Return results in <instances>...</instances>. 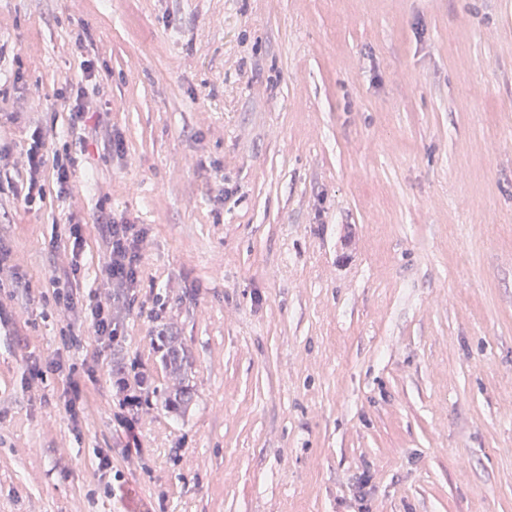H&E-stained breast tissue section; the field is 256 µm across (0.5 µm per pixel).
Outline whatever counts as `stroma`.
Segmentation results:
<instances>
[{
	"instance_id": "obj_1",
	"label": "stroma",
	"mask_w": 512,
	"mask_h": 512,
	"mask_svg": "<svg viewBox=\"0 0 512 512\" xmlns=\"http://www.w3.org/2000/svg\"><path fill=\"white\" fill-rule=\"evenodd\" d=\"M0 251V512H512V0H0ZM64 108L70 112L72 127L83 125L89 112L88 106L84 102L83 88H78L75 93L72 90L68 96H62ZM45 137L46 135L39 131V133H37L33 139V144L27 152V163L29 167L30 178L28 192L24 198V202L29 206L32 205V203H34L36 200V196L33 194L36 188H38V198L41 199L42 197V185H38V175L40 174L41 169L45 166L47 161V155L41 152L45 146ZM103 224L110 248L106 273L112 285L119 287L132 286L138 281L141 273L138 242L144 233L143 228H137L125 217H112L105 214L99 222ZM87 309L90 311L89 324L95 336L108 337L110 340L117 336L116 325L113 324L109 311H105L102 303L97 302L93 305L90 303ZM155 341L161 351L162 363L170 376L178 379V385L173 388L155 390L164 408L173 413H182L194 400V391L185 378V355L183 343L168 328L157 331Z\"/></svg>"
}]
</instances>
